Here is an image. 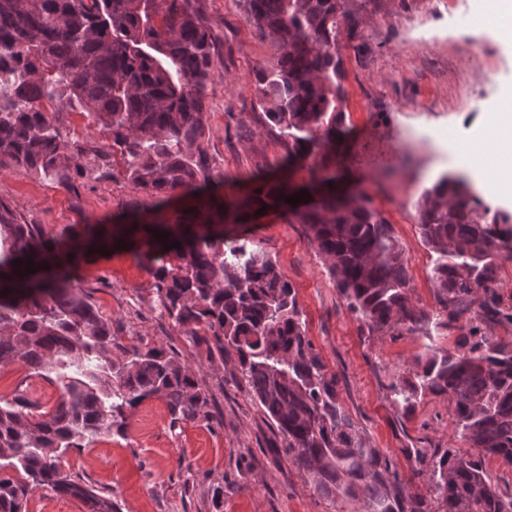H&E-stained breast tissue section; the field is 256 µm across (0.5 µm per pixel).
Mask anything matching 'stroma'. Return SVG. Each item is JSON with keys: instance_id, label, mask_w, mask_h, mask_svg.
<instances>
[{"instance_id": "obj_1", "label": "stroma", "mask_w": 512, "mask_h": 512, "mask_svg": "<svg viewBox=\"0 0 512 512\" xmlns=\"http://www.w3.org/2000/svg\"><path fill=\"white\" fill-rule=\"evenodd\" d=\"M214 40V78L206 90L205 147L224 179L217 195L239 199L259 178H280L299 189L332 178L337 188L371 196L404 251L412 301L437 309L430 280L435 255L424 243L415 203L426 188L457 167L443 132L468 136L512 83V53L489 34L461 26L474 0H349L338 50L346 78L345 135L324 160L282 168L285 147L262 124L273 107L256 75L273 62L269 39L259 36L238 0H196ZM0 201L22 220L61 231L75 224H108L114 215L150 204L126 178L123 161L71 195L54 176L22 168L0 169ZM248 232L292 284L307 336L339 381V401L364 436L410 476L405 451L457 450L446 397H429L409 409L394 405L388 385L417 367L428 340L421 334L376 336L339 294L324 258L304 225L282 211L256 223L225 228L226 237ZM77 287L123 343L173 347L180 361L208 388L223 426L196 419L171 426L163 400L131 411L124 435L100 439L64 455L65 469L120 512H358L351 500L319 496L287 457L272 452L282 434L264 418L233 363L209 361L152 306L155 280L128 248L88 254L75 272ZM0 397H19L44 411L59 391L20 362L0 366ZM223 497H216V489Z\"/></svg>"}]
</instances>
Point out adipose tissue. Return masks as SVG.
<instances>
[{
    "label": "adipose tissue",
    "instance_id": "obj_1",
    "mask_svg": "<svg viewBox=\"0 0 512 512\" xmlns=\"http://www.w3.org/2000/svg\"><path fill=\"white\" fill-rule=\"evenodd\" d=\"M466 24L512 48V0H476ZM448 149L458 167L478 179L485 198L499 204L511 201L512 89H504L500 104L488 110L478 137H449Z\"/></svg>",
    "mask_w": 512,
    "mask_h": 512
}]
</instances>
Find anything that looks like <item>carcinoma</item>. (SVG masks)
Returning <instances> with one entry per match:
<instances>
[{
	"label": "carcinoma",
	"mask_w": 512,
	"mask_h": 512,
	"mask_svg": "<svg viewBox=\"0 0 512 512\" xmlns=\"http://www.w3.org/2000/svg\"><path fill=\"white\" fill-rule=\"evenodd\" d=\"M239 2L276 48L257 79L275 101L264 117L284 140L283 165L314 160L343 134L337 33L348 0ZM212 78L213 38L192 0H0V169L51 174L77 194L92 174L83 158L105 169L119 157L127 180L153 199L148 219L133 209L112 224L58 233L21 223L0 201V364L19 361L60 392L51 412L0 398V512H27L36 489L75 498L86 512H119L60 458L123 434L128 413L147 399L165 401L173 427L197 418L221 424L208 391L175 353L124 344L72 285L81 254L121 240L145 258L160 315L206 345L208 360L235 357L252 399L284 436V447L272 450L295 461L321 496L357 501L361 512H512V493L485 470L488 459L512 468V343L491 339L497 327H512V305L496 288L500 260L512 252V213L488 216L461 176L447 174L419 196L421 235L436 254L438 309L430 314L412 302L404 252L368 196L324 185L318 202L292 206L280 181L230 205L206 194L221 179L204 147ZM60 87L69 90L67 104L108 135L110 149L63 136L50 116L62 103ZM176 193L196 201L193 218H168ZM262 207L283 208L306 227L369 333L434 325L413 377L388 390L404 408L448 397L456 433L477 455L409 448L416 465L405 480L392 458L366 446L276 261L246 235L224 241L225 223H246ZM154 229L169 234L167 242ZM175 241L181 248L164 249ZM29 259L33 274L13 264ZM448 329L461 331L455 352L434 344ZM416 478L426 479L431 497L407 488Z\"/></svg>",
	"instance_id": "obj_1"
}]
</instances>
